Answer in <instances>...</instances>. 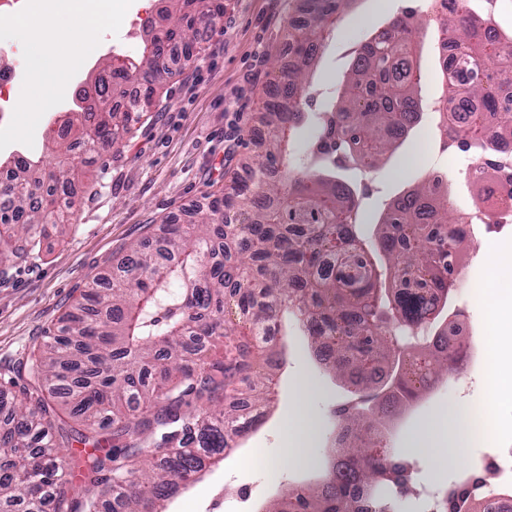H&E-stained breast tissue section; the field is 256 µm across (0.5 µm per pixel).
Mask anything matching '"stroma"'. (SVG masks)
Listing matches in <instances>:
<instances>
[{"label":"stroma","instance_id":"1","mask_svg":"<svg viewBox=\"0 0 512 512\" xmlns=\"http://www.w3.org/2000/svg\"><path fill=\"white\" fill-rule=\"evenodd\" d=\"M224 17L193 64L174 70L167 86L123 141L120 158L103 152L95 165L96 179L75 207L64 233L44 240L40 249L0 274V398L10 400L20 388L14 369L27 359L46 330L56 324L78 296L88 277L101 270L122 249L143 240L149 226L167 216H186L202 203L214 182L231 183L241 172L244 154L264 149L266 129L257 119L272 82L286 75L292 61L288 30L303 16V0H224ZM158 0H117L112 19L96 36L95 55L87 57L67 79L47 111L14 113L0 125V158L16 151L53 165L46 148V131L58 126L73 109V91L91 86L106 60L115 56L139 57L142 37H129L133 20L156 12ZM423 26L420 97L423 108L446 90L438 65L436 32L444 15L419 0ZM401 0H361L348 12L323 51L318 75L308 90L310 111L331 105L353 52L369 34L400 15ZM474 153L441 147L438 135L423 126L391 158L367 175L373 198L388 201L402 189L427 176L432 163L449 169L448 210L456 216L470 212L478 189L467 175L476 162ZM512 251V229L476 232L467 238L455 272L452 307L460 311L472 336L486 333L487 307L483 289L512 293V274L492 278L488 263ZM290 354L274 370L275 394L262 423L244 440H236L212 464L202 479L168 506V512H210L222 498V512H255L258 505L283 493L319 468L327 437L337 419L334 409L350 392L344 383L324 373L308 352L303 336L288 339ZM313 387L306 406L314 416L317 436L300 442L295 464H281L284 433L281 418L293 403L299 381ZM469 377L449 372L439 387L430 390L415 412L401 411L393 442L402 452L418 421L457 401L458 388ZM468 400L485 406L495 420L486 444L469 448L468 464H476L492 447L512 444V401H492L482 385H470Z\"/></svg>","mask_w":512,"mask_h":512}]
</instances>
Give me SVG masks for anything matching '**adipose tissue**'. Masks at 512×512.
Wrapping results in <instances>:
<instances>
[{
  "label": "adipose tissue",
  "mask_w": 512,
  "mask_h": 512,
  "mask_svg": "<svg viewBox=\"0 0 512 512\" xmlns=\"http://www.w3.org/2000/svg\"><path fill=\"white\" fill-rule=\"evenodd\" d=\"M95 20H87L81 27L73 28L66 35L59 34L52 23L51 13H43L38 20L25 17L9 19L8 33L34 46L56 45L51 55L35 54L31 60L32 85L20 105L24 112H41L47 109L56 94L66 87L67 75L76 69L82 58L95 47ZM467 441L458 429L454 417L439 413L426 418L408 439L406 450L425 455L433 470L465 458Z\"/></svg>",
  "instance_id": "adipose-tissue-1"
}]
</instances>
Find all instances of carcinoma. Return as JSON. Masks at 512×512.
<instances>
[{
  "label": "carcinoma",
  "instance_id": "obj_1",
  "mask_svg": "<svg viewBox=\"0 0 512 512\" xmlns=\"http://www.w3.org/2000/svg\"><path fill=\"white\" fill-rule=\"evenodd\" d=\"M353 0H308L302 26L288 32L297 57L277 100L264 101L269 128L262 154L247 155V178L206 196L183 223L163 221L164 246L131 245L107 272L89 278L67 312L15 368L22 398L0 402V505L23 512H165L206 461L245 432V413L271 402L274 375L265 357L268 323L283 315L308 336L317 360L355 386L338 406L336 458L320 483L266 503L262 512H395V489L408 496L416 471L373 435L372 404L389 393L418 400L428 381L454 368L429 350L404 371L405 347L433 325L455 281L463 237L445 194L425 179L379 207L376 242L363 224L368 193L340 172L362 174L393 154L417 120L420 75L413 59L423 34L402 13L358 50L298 166L288 168L294 135L309 119L303 101L325 41ZM470 0L446 19L448 103L479 99L488 112L512 102V81L467 83L490 39ZM224 17V0H164L151 20L163 42L144 41L135 62L104 64L95 95H78L49 150L46 168L24 153L0 177V265L34 251L70 223L85 168L103 151L121 153L143 97L155 98L171 65L202 51L205 22ZM443 139L485 151L477 123L437 127ZM233 299L250 336L224 322ZM90 449L78 461L73 444Z\"/></svg>",
  "mask_w": 512,
  "mask_h": 512
}]
</instances>
